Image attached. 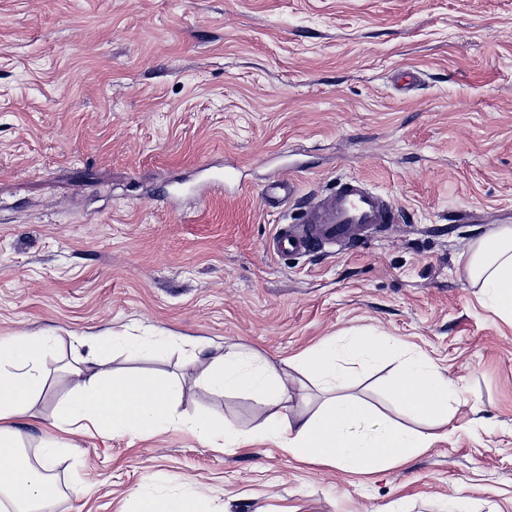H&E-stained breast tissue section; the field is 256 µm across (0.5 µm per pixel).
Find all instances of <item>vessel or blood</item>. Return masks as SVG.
<instances>
[{"label":"vessel or blood","mask_w":512,"mask_h":512,"mask_svg":"<svg viewBox=\"0 0 512 512\" xmlns=\"http://www.w3.org/2000/svg\"><path fill=\"white\" fill-rule=\"evenodd\" d=\"M297 186L281 181L265 187L263 199L276 207L291 200ZM398 212L381 194L368 187L363 179L347 178L336 190L318 198L298 223L277 225L272 237L274 254H302L326 250L339 244L355 245L368 231L380 224L394 223Z\"/></svg>","instance_id":"b4317fda"}]
</instances>
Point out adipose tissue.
I'll return each instance as SVG.
<instances>
[{
	"label": "adipose tissue",
	"instance_id": "1",
	"mask_svg": "<svg viewBox=\"0 0 512 512\" xmlns=\"http://www.w3.org/2000/svg\"><path fill=\"white\" fill-rule=\"evenodd\" d=\"M469 281L478 286L489 308L512 321V225L496 236L478 241L464 261ZM52 336H15L0 341V512H47L49 483L57 456L71 449L70 433L81 430L102 435H146L174 421L172 404L181 392L179 381L145 374H119L105 366L86 372L69 367L71 390L60 406L55 425L59 435L42 439L41 452L30 458L22 436L13 430L27 417L46 384L45 357ZM398 342L385 335L355 336L347 345L322 343L303 363L329 397L313 412L289 416L293 396L276 366L254 357L224 356L210 360L204 384L214 391L233 388L247 392L274 410L276 423L268 435L296 455L336 466L375 471L400 463L429 447L435 432L405 427L396 421L374 422L366 405L335 393L343 363L367 364L395 353ZM389 389L405 414L433 417L444 425L452 412L455 386L426 356L402 357ZM196 436L217 447L240 446L251 434L232 429L206 412L188 421ZM208 493L156 498L134 495L131 512H206Z\"/></svg>",
	"mask_w": 512,
	"mask_h": 512
}]
</instances>
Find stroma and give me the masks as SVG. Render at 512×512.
Masks as SVG:
<instances>
[{
	"label": "stroma",
	"mask_w": 512,
	"mask_h": 512,
	"mask_svg": "<svg viewBox=\"0 0 512 512\" xmlns=\"http://www.w3.org/2000/svg\"><path fill=\"white\" fill-rule=\"evenodd\" d=\"M409 65L419 82L403 93ZM349 176L398 223L356 249L273 255L276 226ZM288 178L296 200L266 206L264 186ZM505 223L512 0H0V339L59 337L38 417L16 427L51 432L63 367L89 356L79 336L170 337L108 366L184 385L178 425L74 436L49 512H125L133 493L202 485L209 512H512V323L462 266ZM371 333L459 389L441 437L405 464L351 472L182 426L199 409L238 429L273 413L209 390L192 344L258 352L297 413L326 399L299 355ZM398 363L355 368L340 394L399 418Z\"/></svg>",
	"instance_id": "stroma-1"
}]
</instances>
